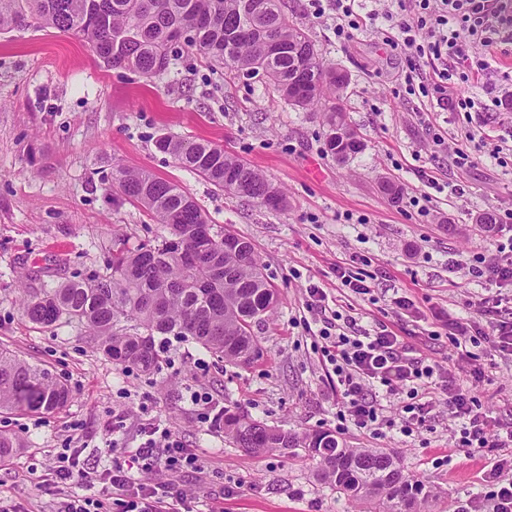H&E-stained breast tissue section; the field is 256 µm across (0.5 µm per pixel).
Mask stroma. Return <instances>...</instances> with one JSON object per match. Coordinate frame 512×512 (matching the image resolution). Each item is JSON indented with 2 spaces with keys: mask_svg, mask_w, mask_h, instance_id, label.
I'll return each mask as SVG.
<instances>
[{
  "mask_svg": "<svg viewBox=\"0 0 512 512\" xmlns=\"http://www.w3.org/2000/svg\"><path fill=\"white\" fill-rule=\"evenodd\" d=\"M323 62L347 71L348 121L365 149L347 163L325 153L319 110L286 104L261 77L237 76L194 51L180 52L154 78L98 65L81 38L53 29L0 35V347L49 369L71 402L53 414L4 412L0 432L23 442L0 472V503L21 512H56L58 490L38 483L49 458L70 449L81 466L104 470L139 448L144 426L161 420L205 473H162L160 481L196 488L197 512H366L317 481V464L280 450L253 456L200 420L189 394L285 430H330L355 448L393 454L404 474L431 488L420 512H491L479 493L493 473L512 475L507 448H459V423L441 395L411 436L340 430L336 393L321 362L320 339L304 330L306 290L323 289L330 308L361 333L386 326L414 356L463 381L481 412L512 426V356L485 344L454 348L448 325L470 318L477 285L472 257L490 232L476 219L512 207V164L458 166L448 143L462 121L430 98L406 91L407 61L379 24L338 40L334 24L307 15V0H284ZM209 141L244 159L280 187L287 205L272 210L215 188L159 152V134ZM146 169L189 193L211 223L250 241L280 302L254 325L259 356L247 366L217 361L194 341L162 337L164 361L145 373L104 357L77 326L40 327L22 315L24 294L104 270L115 236L154 239L160 224L110 191L113 167ZM400 188L398 200L383 181ZM464 194H457V187ZM419 205H410L412 196ZM370 258L375 286L363 295L342 286L336 266ZM414 309L398 316L393 300ZM205 360L197 368V360Z\"/></svg>",
  "mask_w": 512,
  "mask_h": 512,
  "instance_id": "1",
  "label": "stroma"
}]
</instances>
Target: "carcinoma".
I'll return each instance as SVG.
<instances>
[{
	"label": "carcinoma",
	"mask_w": 512,
	"mask_h": 512,
	"mask_svg": "<svg viewBox=\"0 0 512 512\" xmlns=\"http://www.w3.org/2000/svg\"><path fill=\"white\" fill-rule=\"evenodd\" d=\"M0 0V33L52 28L82 38L106 68L164 73L179 50H194L229 71L261 76L290 105L326 112L325 151L344 163L364 150L342 104L347 73L326 67L308 33L283 0ZM189 29L186 40L173 31ZM350 131L338 146L336 128ZM156 148L218 189L262 203L271 182L242 159L209 142L161 135ZM109 185L144 207L161 225L153 241L129 246L115 237L106 271L43 288L23 302L40 326L75 323L97 338L107 358L143 372L159 369L156 337L192 340L216 357L250 364L260 352L253 325L272 314L278 297L252 244L216 229L193 198L146 170L117 167ZM70 400L68 386L46 368L0 349V410L53 413ZM217 422L224 436L253 454L272 449L317 461V478L348 498L383 512H416L425 484L403 473L389 453L352 448L330 431H285L235 407Z\"/></svg>",
	"instance_id": "obj_1"
}]
</instances>
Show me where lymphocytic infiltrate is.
Returning <instances> with one entry per match:
<instances>
[{"instance_id":"obj_1","label":"lymphocytic infiltrate","mask_w":512,"mask_h":512,"mask_svg":"<svg viewBox=\"0 0 512 512\" xmlns=\"http://www.w3.org/2000/svg\"><path fill=\"white\" fill-rule=\"evenodd\" d=\"M356 0H308L312 18L333 21L338 38L347 40L360 28ZM397 11L370 12L369 21L385 20L393 31V49L409 60L423 59L431 65L420 90L429 93L439 109L459 112H512V74L490 85L489 102L476 104L463 96L461 86L470 78L486 74L492 58L512 56V0H397ZM484 55H477V47ZM468 271L474 281L504 287L512 285V209H505L497 232L485 252L476 254ZM322 289L307 290L306 307L314 321L320 322L319 337L326 340L322 350L325 364L336 377V397L340 429L378 431L380 427L398 429L411 435L423 423L433 406L431 396L441 393L450 420L462 423L457 445L461 448H508L512 430L489 438V423L475 413L468 391L453 385L440 364H428L411 357L402 339L388 329L355 337L340 331L339 312L328 311ZM468 307L489 326L483 338L495 350L512 355V317H501L498 302L490 297L468 300ZM405 391L409 401L399 420L386 418L377 398ZM141 448L127 459L113 462L105 472L104 499L80 495L79 487L93 483L92 472L78 468L73 457L59 454L48 475L52 482L64 484L57 512H106L104 500L112 498L121 512H188L193 498L180 484L148 485L139 479L146 472H163L188 466L204 472L205 463L184 448L166 428L150 427Z\"/></svg>"}]
</instances>
